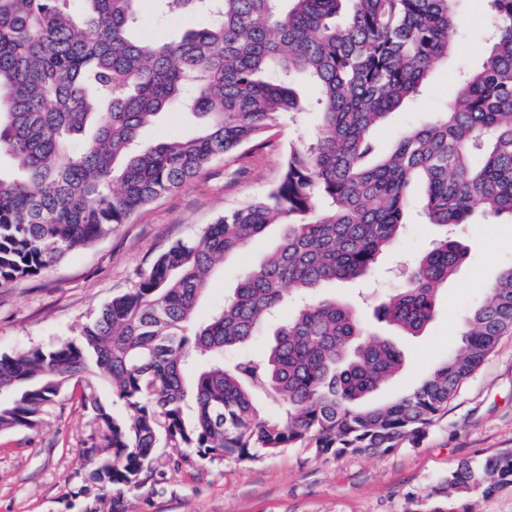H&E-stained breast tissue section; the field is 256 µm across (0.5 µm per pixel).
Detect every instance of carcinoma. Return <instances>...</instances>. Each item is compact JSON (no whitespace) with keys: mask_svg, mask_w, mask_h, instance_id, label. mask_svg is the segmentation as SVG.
<instances>
[{"mask_svg":"<svg viewBox=\"0 0 512 512\" xmlns=\"http://www.w3.org/2000/svg\"><path fill=\"white\" fill-rule=\"evenodd\" d=\"M137 0H0V285L49 272L139 209L197 179L215 160L260 150L281 116L304 110L303 78L322 119L290 144L277 183L160 254L48 348L0 355V433L33 430L72 385L101 429L98 479L136 488L163 445L201 459L387 453L418 441L512 330V266L459 319V349L394 401L361 402L405 354L364 315L315 296L371 275L406 225L413 186L427 223L447 230L374 313L404 336L433 319L439 288L466 264L460 238L479 213L512 217V0H485L492 33L480 64L431 120L380 153L374 133L448 61L453 0H167L198 27L176 41L133 35ZM178 106L194 137L142 147L139 131ZM272 224L281 241L247 268L206 320L214 273ZM304 304L249 350L288 301ZM112 394L118 419L97 397ZM264 393L277 410H260ZM448 503L512 487V452L461 461Z\"/></svg>","mask_w":512,"mask_h":512,"instance_id":"obj_1","label":"carcinoma"}]
</instances>
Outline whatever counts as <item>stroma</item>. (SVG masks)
<instances>
[{
  "label": "stroma",
  "instance_id": "obj_1",
  "mask_svg": "<svg viewBox=\"0 0 512 512\" xmlns=\"http://www.w3.org/2000/svg\"><path fill=\"white\" fill-rule=\"evenodd\" d=\"M136 9L143 17L137 32L142 40L162 32L178 39L198 24L191 13L157 24L155 0H138ZM455 13L469 19L453 31L457 50L434 68L423 93L389 115L377 139L380 150L392 148L408 128L450 102L459 72L476 65L489 27L485 2L456 0ZM319 123L311 109L297 121L282 119L261 150L215 161L197 180L159 198L48 273L0 287V355L74 338L90 315L132 288L138 273L169 245L196 236L224 210L268 191L280 176L288 145L313 142ZM199 130L198 119L169 109L142 130L141 139L155 144ZM418 210V200H411L404 232L382 256L374 282H339L320 291L364 305L367 323L384 336L393 330L374 318L373 306L381 294L402 286L405 270L440 235L438 227L421 223ZM279 235V227H271L225 262L200 305V317L232 293L242 270L272 251ZM464 243L467 263L441 286L434 318L423 332L402 337L405 366L370 396V403L393 400L459 348L457 323L465 306L481 300L512 263V219L467 225ZM98 433L78 396L70 395L46 409L37 430L0 434V512H430L459 461L512 451V333L501 337L423 439L384 454L338 458L316 454L309 444L240 461L203 460L188 450L161 448L141 486L120 492L95 479V465L86 457Z\"/></svg>",
  "mask_w": 512,
  "mask_h": 512
}]
</instances>
